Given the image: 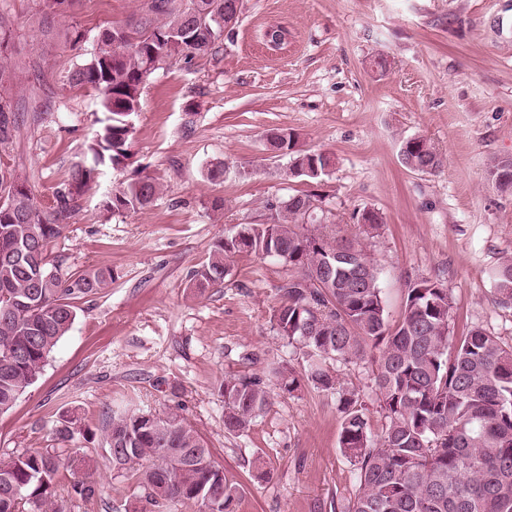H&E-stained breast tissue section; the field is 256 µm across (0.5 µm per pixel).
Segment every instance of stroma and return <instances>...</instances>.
<instances>
[{"label":"stroma","mask_w":512,"mask_h":512,"mask_svg":"<svg viewBox=\"0 0 512 512\" xmlns=\"http://www.w3.org/2000/svg\"><path fill=\"white\" fill-rule=\"evenodd\" d=\"M137 5L78 0L47 23L38 0H0L11 21L0 101L19 117L0 166L26 177L39 201L65 187L99 128L97 92L70 86L68 71ZM276 26L288 31L278 49L262 40ZM74 28L86 33L82 47L66 40ZM380 55L383 70L372 66ZM133 124L127 164L105 169L75 200L48 249L64 271L108 268L114 280L77 300L72 328L38 379L0 414V463L60 448L54 429L65 418L96 429L117 406L176 410L238 485L235 512H344L356 471L338 447L335 396L307 385L278 392L247 432L224 428L225 377L260 375L273 362L303 367L271 323L287 265L236 256L223 285L202 294L193 274L219 235L264 222L267 200L312 190L337 234H359L363 210L381 214L365 242L390 320L407 284L426 278L453 298V335L479 327L512 347V302L493 281L512 258V194L487 178L490 160L512 157V0H245L233 35L211 54L168 60L148 77ZM276 128L331 155L328 174L290 177V156L265 146ZM417 136L444 155L439 171L401 164V142ZM217 164L224 178L213 181ZM143 177L160 187L152 204L102 217L114 189ZM335 369L381 432L372 360ZM94 454L106 494L74 512H128L131 480L102 449Z\"/></svg>","instance_id":"1"}]
</instances>
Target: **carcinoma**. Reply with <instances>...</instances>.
I'll return each instance as SVG.
<instances>
[{
  "instance_id": "obj_1",
  "label": "carcinoma",
  "mask_w": 512,
  "mask_h": 512,
  "mask_svg": "<svg viewBox=\"0 0 512 512\" xmlns=\"http://www.w3.org/2000/svg\"><path fill=\"white\" fill-rule=\"evenodd\" d=\"M42 15H64L78 0H39ZM231 0H141L135 22L101 31L90 57L68 71V83L99 92L102 126L86 143L83 159L70 172L65 191L40 204L20 174L0 169V253H17L42 242L39 263L53 270L44 280L27 262L0 260V413L13 408L41 373L58 341L76 318L75 301L113 281L112 270L63 273L48 262L49 244L61 236L72 202L106 168L130 158L128 121L140 104L151 63L188 61L209 54L224 39V9ZM17 129L15 115L0 104V146ZM268 147L293 154V170L333 166L323 152L295 149L286 129L267 134ZM402 164L433 172L444 158L425 138L400 153ZM489 179L512 192V157L493 159ZM158 193L143 178L112 192L108 211L142 209ZM322 197L312 191L267 203L268 221L241 224L218 237L208 261L195 274L204 290L224 284L230 259L240 253L288 264L283 300L273 310L276 335L303 352L297 373L277 366L265 377L224 379V428L248 430L270 406L274 389L289 394L306 384L335 394L341 413L338 445L357 465V488L345 512H512V349L480 328L450 334L453 302L448 289L429 279L409 282L404 311L392 323L377 268L356 238L302 230L307 210ZM498 293L512 300V260L496 275ZM376 350L374 385L385 425L372 432L359 392L341 388L331 363L356 364ZM63 442L74 434L100 439L117 470L140 465L132 477L140 488L138 512H235L239 489L224 477L206 441L178 412L161 416L135 409L106 415L100 432L74 430L66 421L55 430ZM70 477L71 498L56 486ZM102 492L97 466L85 448L64 453L30 450L0 464V512H72Z\"/></svg>"
}]
</instances>
